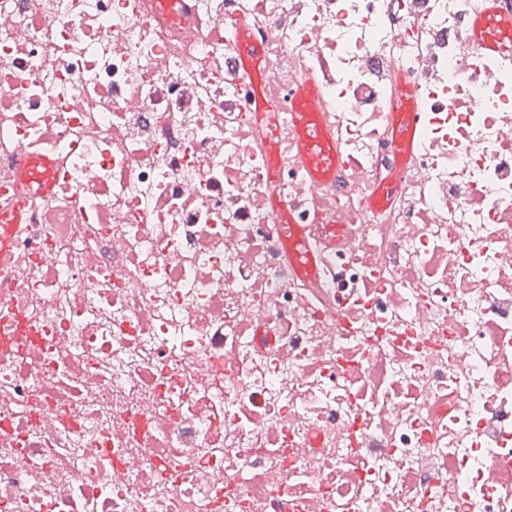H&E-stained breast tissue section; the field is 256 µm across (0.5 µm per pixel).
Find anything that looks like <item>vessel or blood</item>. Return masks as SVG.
I'll return each instance as SVG.
<instances>
[{
    "instance_id": "vessel-or-blood-1",
    "label": "vessel or blood",
    "mask_w": 512,
    "mask_h": 512,
    "mask_svg": "<svg viewBox=\"0 0 512 512\" xmlns=\"http://www.w3.org/2000/svg\"><path fill=\"white\" fill-rule=\"evenodd\" d=\"M499 0H487L486 9L473 21L469 43L474 53L483 55L491 51H503L512 47V17L498 7ZM235 51L242 59L247 71H254L260 57L258 44L248 36H240ZM295 112L293 120L298 129L300 149L305 162L321 177L332 176L337 165L336 144L322 120L318 119L316 94L312 87L302 84L293 91ZM53 162L44 160L21 161L18 176L19 186L15 200L9 201L8 212L20 215V200L46 196L51 190L49 173ZM274 211L282 223V232L291 244L289 256L302 271L314 272L317 256L309 245L306 229L291 220V208L287 201L274 202Z\"/></svg>"
}]
</instances>
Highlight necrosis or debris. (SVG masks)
<instances>
[{"label":"necrosis or debris","instance_id":"necrosis-or-debris-1","mask_svg":"<svg viewBox=\"0 0 512 512\" xmlns=\"http://www.w3.org/2000/svg\"><path fill=\"white\" fill-rule=\"evenodd\" d=\"M484 6L0 0V188L61 162L0 278V512H512V53L469 54ZM247 24H243L240 28L241 36L235 45V51L242 59L250 76H257L255 65L260 57L259 45L247 36ZM295 112L293 120L298 129L300 149L305 162L320 177H331L336 172V144L322 120L317 118L318 105L312 87L302 84L293 91ZM416 126L415 114L410 106H407L406 113L401 123L393 126V137L400 143L406 156L410 153L411 142ZM274 211L283 223L281 224L283 235L288 237L291 244L290 258L303 272L312 274L316 267L317 255L309 245L305 227L301 224H292L291 208L287 201L274 198Z\"/></svg>","mask_w":512,"mask_h":512}]
</instances>
